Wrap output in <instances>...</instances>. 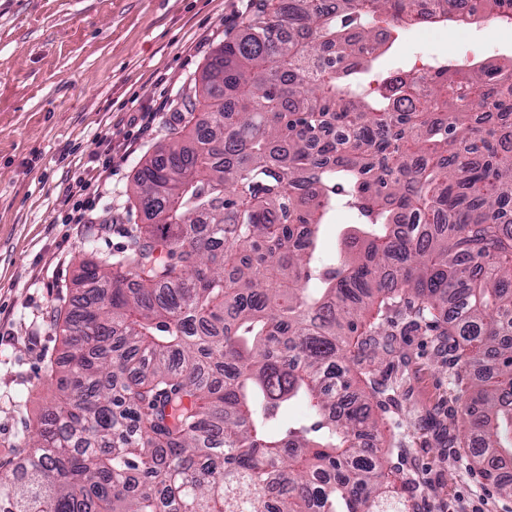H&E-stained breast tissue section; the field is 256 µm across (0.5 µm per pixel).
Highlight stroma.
<instances>
[{
    "label": "stroma",
    "mask_w": 512,
    "mask_h": 512,
    "mask_svg": "<svg viewBox=\"0 0 512 512\" xmlns=\"http://www.w3.org/2000/svg\"><path fill=\"white\" fill-rule=\"evenodd\" d=\"M255 11L254 0H0V460H17L53 394L56 316L80 295L82 263L120 254L147 223L128 195L142 159L165 147L208 58ZM415 33L402 30L377 63L383 73L412 69L419 53L459 65L512 57V29L484 21L422 44ZM136 112L153 113L147 129L130 124ZM106 131L111 141L100 140ZM124 140L133 151H111L94 211L63 223L69 183ZM392 322L399 345L378 366L392 392L370 411L397 444L389 463L407 481L408 512H512L467 449L449 443L465 430L451 355L434 333Z\"/></svg>",
    "instance_id": "1"
}]
</instances>
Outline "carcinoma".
<instances>
[{
  "label": "carcinoma",
  "mask_w": 512,
  "mask_h": 512,
  "mask_svg": "<svg viewBox=\"0 0 512 512\" xmlns=\"http://www.w3.org/2000/svg\"><path fill=\"white\" fill-rule=\"evenodd\" d=\"M481 16L512 0H268L215 49L192 144L141 163L150 223L80 268L0 512H404L366 411L389 311L469 368L463 447L512 498V58L370 79L386 28ZM356 222L355 211L348 207H340L328 224L323 234L322 258L329 261L336 258L341 246L342 237L351 230V224Z\"/></svg>",
  "instance_id": "1"
}]
</instances>
